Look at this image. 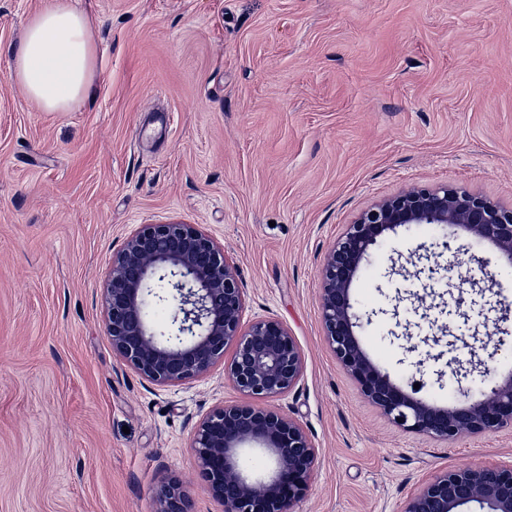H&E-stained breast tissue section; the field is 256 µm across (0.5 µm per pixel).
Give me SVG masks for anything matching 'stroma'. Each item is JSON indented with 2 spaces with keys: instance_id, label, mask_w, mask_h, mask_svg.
<instances>
[{
  "instance_id": "stroma-1",
  "label": "stroma",
  "mask_w": 512,
  "mask_h": 512,
  "mask_svg": "<svg viewBox=\"0 0 512 512\" xmlns=\"http://www.w3.org/2000/svg\"><path fill=\"white\" fill-rule=\"evenodd\" d=\"M48 2L0 0V512H155L171 479L189 512H224L192 437L245 394L220 363L150 383L105 328L112 255L145 224L202 225L236 268L243 326L276 319L300 346V381L265 401L317 450L293 512H401L434 473L512 464L510 428L448 440L388 419L330 351L319 300L333 243L382 198L448 185L512 206V0H73L96 70L69 112L10 76ZM446 236L476 281L460 310ZM424 252L433 280L391 273ZM350 294L375 314L365 353L429 403L512 375V261L463 227L386 233ZM474 358L496 374L464 396L453 370Z\"/></svg>"
}]
</instances>
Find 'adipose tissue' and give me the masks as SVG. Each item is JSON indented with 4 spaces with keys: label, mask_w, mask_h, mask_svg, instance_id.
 I'll list each match as a JSON object with an SVG mask.
<instances>
[{
    "label": "adipose tissue",
    "mask_w": 512,
    "mask_h": 512,
    "mask_svg": "<svg viewBox=\"0 0 512 512\" xmlns=\"http://www.w3.org/2000/svg\"><path fill=\"white\" fill-rule=\"evenodd\" d=\"M93 22L71 0H51L30 17L10 75L46 112L85 101L95 72Z\"/></svg>",
    "instance_id": "adipose-tissue-1"
}]
</instances>
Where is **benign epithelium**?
<instances>
[{"label":"benign epithelium","mask_w":512,"mask_h":512,"mask_svg":"<svg viewBox=\"0 0 512 512\" xmlns=\"http://www.w3.org/2000/svg\"><path fill=\"white\" fill-rule=\"evenodd\" d=\"M411 224H462L487 239L512 262V209L464 189L411 188L363 211L329 251L321 272L320 301L327 344L363 395L397 425L418 433L454 438L512 427V383L495 385L492 396L467 407H435L408 393L361 348L354 327L350 288L370 246L387 231ZM165 282L151 297L148 285ZM153 303L175 310L165 332L147 321ZM243 295L224 248L197 224H147L112 255L105 288V326L113 348L149 382L174 384L206 373L234 347L225 371L240 391L261 398L292 390L302 374L300 348L276 319L241 329ZM461 382L489 377L484 361L454 369ZM264 449L269 472L248 473L243 449ZM208 491L224 512H292L307 488L317 453L296 420L268 407L223 404L199 422L194 437ZM476 501L486 512H512V466H465L433 475L407 500L403 512H458ZM156 512H188L187 497L173 481L157 492Z\"/></svg>","instance_id":"1"}]
</instances>
